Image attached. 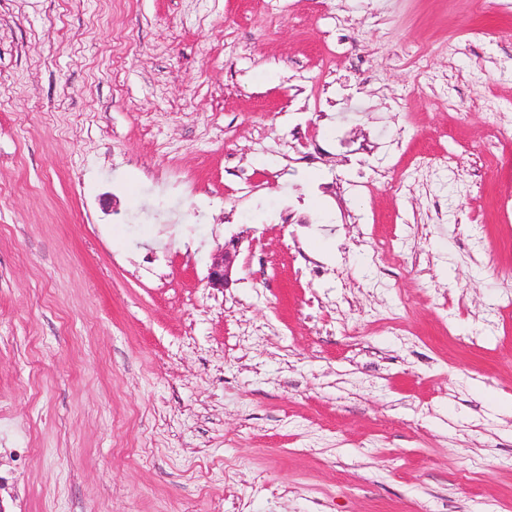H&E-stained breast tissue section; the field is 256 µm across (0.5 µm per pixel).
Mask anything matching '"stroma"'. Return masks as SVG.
<instances>
[{"label": "stroma", "mask_w": 512, "mask_h": 512, "mask_svg": "<svg viewBox=\"0 0 512 512\" xmlns=\"http://www.w3.org/2000/svg\"><path fill=\"white\" fill-rule=\"evenodd\" d=\"M501 2L0 0L6 512H512ZM235 249L232 252V249ZM236 248L234 241L225 243L221 250L213 257L208 273V284L211 288L224 290L229 288L234 281L232 279L233 267L236 260Z\"/></svg>", "instance_id": "1"}]
</instances>
